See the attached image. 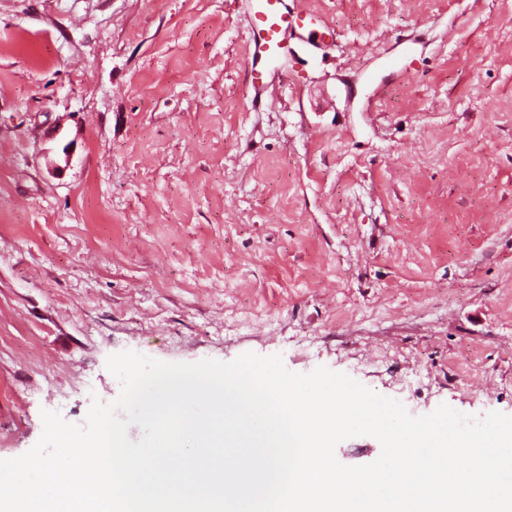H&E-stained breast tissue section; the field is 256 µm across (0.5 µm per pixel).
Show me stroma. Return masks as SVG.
<instances>
[{
    "instance_id": "1",
    "label": "stroma",
    "mask_w": 512,
    "mask_h": 512,
    "mask_svg": "<svg viewBox=\"0 0 512 512\" xmlns=\"http://www.w3.org/2000/svg\"><path fill=\"white\" fill-rule=\"evenodd\" d=\"M301 2L254 112L250 0H0V459L126 350L512 415V0Z\"/></svg>"
}]
</instances>
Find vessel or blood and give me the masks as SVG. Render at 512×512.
<instances>
[{"instance_id": "b4317fda", "label": "vessel or blood", "mask_w": 512, "mask_h": 512, "mask_svg": "<svg viewBox=\"0 0 512 512\" xmlns=\"http://www.w3.org/2000/svg\"><path fill=\"white\" fill-rule=\"evenodd\" d=\"M249 30L251 59L246 65V80L252 91V104H259L263 80L261 64L278 57L289 35L310 24L320 23V16L306 12L300 0H252Z\"/></svg>"}]
</instances>
